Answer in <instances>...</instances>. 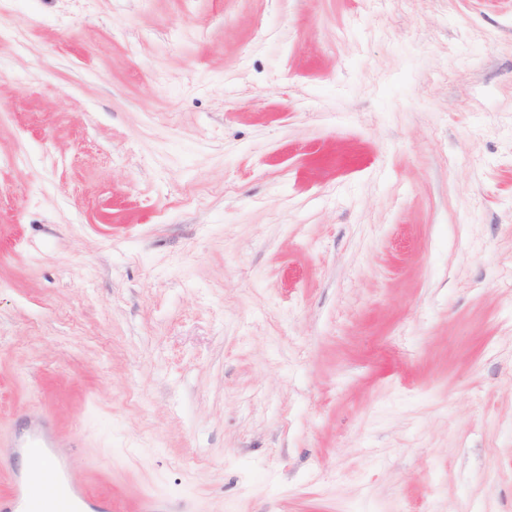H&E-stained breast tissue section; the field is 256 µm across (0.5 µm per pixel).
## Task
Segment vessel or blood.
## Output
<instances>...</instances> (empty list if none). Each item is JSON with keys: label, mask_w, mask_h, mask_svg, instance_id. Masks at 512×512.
Instances as JSON below:
<instances>
[{"label": "vessel or blood", "mask_w": 512, "mask_h": 512, "mask_svg": "<svg viewBox=\"0 0 512 512\" xmlns=\"http://www.w3.org/2000/svg\"><path fill=\"white\" fill-rule=\"evenodd\" d=\"M27 457L29 472L17 475L7 493L0 494V512H112V502L90 496L69 478L71 459L57 451V440L48 420L27 422L0 441V459ZM52 484L44 493L43 484Z\"/></svg>", "instance_id": "1"}]
</instances>
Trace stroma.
<instances>
[{"label":"stroma","instance_id":"obj_1","mask_svg":"<svg viewBox=\"0 0 512 512\" xmlns=\"http://www.w3.org/2000/svg\"><path fill=\"white\" fill-rule=\"evenodd\" d=\"M112 512H512V0H0V436Z\"/></svg>","mask_w":512,"mask_h":512}]
</instances>
